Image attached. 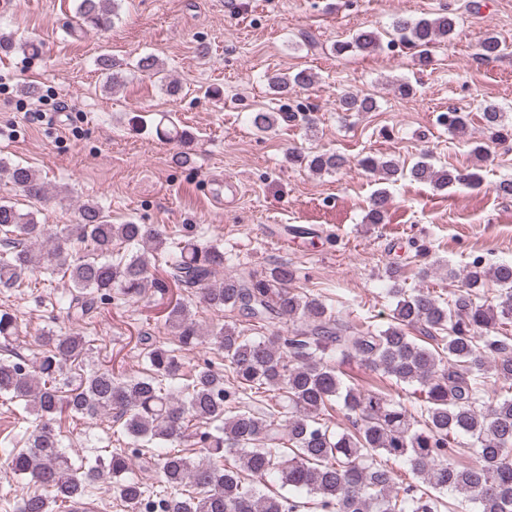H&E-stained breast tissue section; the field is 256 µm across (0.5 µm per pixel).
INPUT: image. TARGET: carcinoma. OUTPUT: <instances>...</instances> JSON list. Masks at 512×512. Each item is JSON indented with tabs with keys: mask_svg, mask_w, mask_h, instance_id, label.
<instances>
[{
	"mask_svg": "<svg viewBox=\"0 0 512 512\" xmlns=\"http://www.w3.org/2000/svg\"><path fill=\"white\" fill-rule=\"evenodd\" d=\"M117 2L78 0L79 29L111 27ZM455 33L456 20L448 11L397 16L389 31L359 30L332 50L338 56L371 54L381 48L385 35L387 45L413 50L421 67ZM479 50L490 61L505 55L508 45L489 32ZM96 65L106 77V88L126 82V71L111 55H100ZM137 70L168 92L177 91L155 56L142 57ZM313 82L306 69L268 78L280 97ZM376 108L369 95L348 93L340 100L343 112ZM481 112L492 142L509 138L504 112L496 103H484ZM287 116L294 114L260 111L250 121L265 133ZM444 119L450 132L467 126V115L455 109ZM288 160L316 174L350 165L345 156L327 151L291 152ZM358 166L388 179L402 173L396 162L375 155L361 158ZM408 175L438 190L480 181L474 172L438 168L427 157L416 161ZM0 177L31 200L40 201L48 193L27 166L0 161ZM389 206L387 191L375 192L365 223H383ZM183 230L181 246L172 252L166 230L133 221L114 224L96 202L77 208L76 223L53 228L39 223L34 212L23 213L0 201L3 290L21 286L35 272H61L69 280L62 304L79 322L92 318L105 300L134 302L150 290L165 295L173 285L210 309L237 310L272 328L259 339L244 336L234 323L204 329L188 302L179 298L166 306L164 328L181 350L211 346L221 352L233 383H224V372L209 362L184 371L176 350L147 331L138 342L149 370L127 378L107 366L84 369L89 340L78 332H43L33 338L28 353H18L13 346L18 317L0 309V396L21 409V420L35 416L25 447L0 450L13 473L31 485L18 512H58L59 502L65 512H75L74 506L97 483L109 485L128 505L156 506L159 512H299L307 507L300 501L304 493L321 512H512V396L485 402L490 389H512V338L499 335L497 328L500 321L512 319V265L472 262L462 276L465 288L448 301L428 290L400 287L399 271L392 269V322L385 329L354 333L322 299L294 292L296 271L286 263L261 274H227L216 280L217 269L224 267V248L200 241L193 224L183 225ZM85 242L92 245L91 253L74 254V245ZM153 262L165 265L166 277L150 273ZM488 278L501 288L496 305L478 304L473 298L474 289ZM413 327L441 345L418 343L409 336ZM334 352L365 362L400 384L419 385L424 392L423 427L402 399L345 385L331 363ZM260 392L271 393L275 404L238 408L244 398ZM333 401L344 407L351 426L333 431L324 421ZM64 413L73 420L111 418L120 425L124 444L105 449L93 465H75L55 429ZM199 423L213 430L193 442L203 450L195 459L181 445ZM460 436L468 437L476 449L477 462L468 467L454 462ZM127 445L141 447L137 472L129 465ZM382 455L404 461L410 481L397 482L394 470L378 462ZM228 456L235 464H226ZM148 473L160 478L164 493L151 491L143 480ZM267 478L277 479L288 494L261 492L255 483ZM444 492L462 499L449 506L440 498Z\"/></svg>",
	"mask_w": 512,
	"mask_h": 512,
	"instance_id": "cac0c4a2",
	"label": "carcinoma"
}]
</instances>
